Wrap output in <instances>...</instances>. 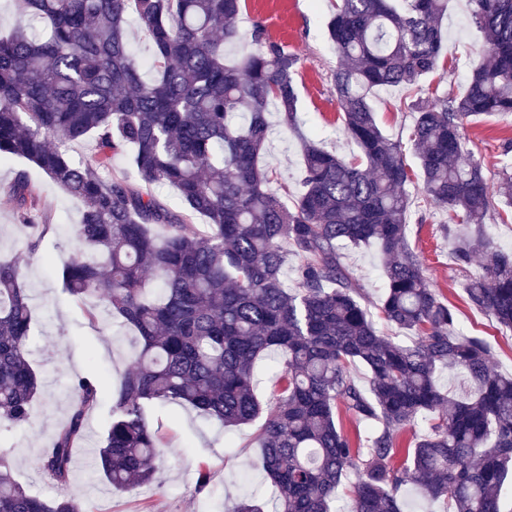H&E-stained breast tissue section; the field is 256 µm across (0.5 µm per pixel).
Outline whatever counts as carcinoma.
<instances>
[{"mask_svg": "<svg viewBox=\"0 0 512 512\" xmlns=\"http://www.w3.org/2000/svg\"><path fill=\"white\" fill-rule=\"evenodd\" d=\"M27 25L0 32V161L23 158L83 204L77 250L62 269L64 291L96 297L107 314L137 332L134 360L114 393L97 465L117 490L147 485L163 441L147 420L160 403L189 405L226 426L255 420L257 364L283 356L258 435L257 464L275 487V512H331L352 473L351 512H402L405 483L448 512H502L512 476V376L490 368L481 336L457 331L406 239L411 182L401 143L376 122L371 93L421 91L438 68L448 0H339L328 35L342 64L334 74L345 133L361 150L346 160L307 141L303 190L290 209L264 162L278 112L297 124L299 58L264 37L229 64L242 0H14ZM485 47L460 97L407 104L410 142L423 192L448 212L457 265L484 254V272L465 285L475 308L512 329V254L494 250L482 220L495 208L464 121L512 113V0H469ZM136 21L153 46L148 63L130 49ZM152 77L147 79L144 70ZM93 141L74 161L51 144ZM130 153L133 175H109L112 157ZM167 185L171 208L136 182ZM25 224L48 213L27 175L7 188ZM512 208V167L501 176ZM205 219L200 234L187 224ZM166 229L164 235L155 227ZM376 244L386 281L380 312L412 331L402 345L378 334L357 299L338 248ZM300 259L294 287L288 256ZM19 268L0 262V422L23 425L40 388L28 349L31 298ZM369 373L361 389L351 366ZM462 369L476 390L460 400L436 373ZM98 379L71 384L69 417L39 456V470L70 482L74 449L97 404ZM378 423L367 447H354L340 408ZM429 432L395 467L397 433L418 422ZM14 459L0 451V512H80L71 497L43 499L19 484Z\"/></svg>", "mask_w": 512, "mask_h": 512, "instance_id": "1", "label": "carcinoma"}]
</instances>
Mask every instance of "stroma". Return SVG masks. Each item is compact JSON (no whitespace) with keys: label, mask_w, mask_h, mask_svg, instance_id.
Here are the masks:
<instances>
[{"label":"stroma","mask_w":512,"mask_h":512,"mask_svg":"<svg viewBox=\"0 0 512 512\" xmlns=\"http://www.w3.org/2000/svg\"><path fill=\"white\" fill-rule=\"evenodd\" d=\"M336 0H243L237 28L239 41L226 49L228 60L241 58L254 49V23L264 25L268 36L282 43L300 59L294 76L298 92V122L289 129L270 114L271 132L265 160L276 177V187L286 205H294L302 190L301 139L310 137L326 150L346 159L359 157L360 149L343 130L339 105L332 88V76L340 60L327 36V24L336 11ZM448 32L440 66L423 82V97L463 94L470 68L485 40L471 20L467 0H448V14L442 23ZM409 92L400 88L377 90L372 105L382 131L391 139L407 140L412 114L405 106ZM464 135L483 162L491 192H498V174L507 159L502 152L512 139V115L486 114L469 119ZM405 161L413 169L407 191L411 206L406 234L415 247L424 273L440 300L453 307L464 332L484 337L494 358L491 368L512 374V329L469 306L464 286L482 271L483 257H475L467 270L458 269L451 259L452 241L442 232L448 215L426 199L422 191L419 162L413 152ZM26 171L43 196L50 215V228L37 252H29V229L22 224L14 203L2 187L18 171ZM79 201L57 189L32 164L12 160L0 164V259L15 261L21 283L32 298L33 320L30 360L42 382L33 403L30 421L19 427L0 425V450L13 451L15 479L30 492L45 499L67 494L77 498L82 512H233L243 498L267 502L274 488L266 474L256 468L260 449L257 437L262 420L233 428L224 427L187 406L157 404L150 408L148 421L164 440L163 461L151 486L134 491L113 489L95 471L92 455L76 453L75 467L67 487H60L37 469V460L49 447L58 426L66 419L71 396L69 386L89 372L104 381L98 407L87 422V432L101 438L112 407V385L118 384L133 361L132 333L111 318L93 298L82 300L62 290L60 273L64 261L76 250L73 227L80 219ZM341 262L364 296L377 330L404 345L415 341L413 333L388 325L378 311L385 280L377 246L345 247ZM206 467L210 484L197 491L199 467Z\"/></svg>","instance_id":"obj_1"}]
</instances>
